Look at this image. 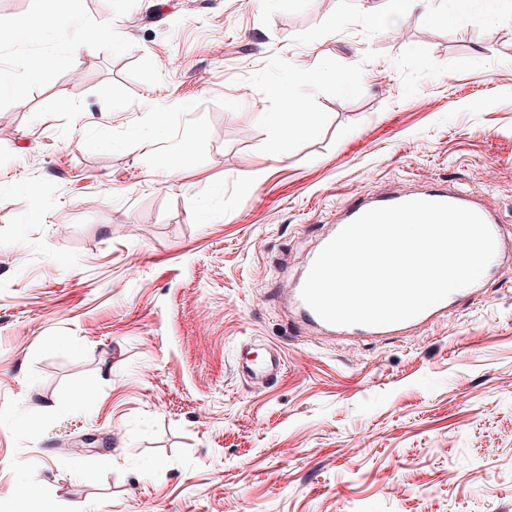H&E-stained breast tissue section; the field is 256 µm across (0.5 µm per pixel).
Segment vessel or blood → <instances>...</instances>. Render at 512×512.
I'll return each mask as SVG.
<instances>
[{
	"label": "vessel or blood",
	"instance_id": "obj_1",
	"mask_svg": "<svg viewBox=\"0 0 512 512\" xmlns=\"http://www.w3.org/2000/svg\"><path fill=\"white\" fill-rule=\"evenodd\" d=\"M419 199L426 201L447 202L481 212L482 207L476 201L469 198L468 194L457 187L437 185L425 191L419 192ZM405 195L398 193H386L372 198H360L347 205L336 221V229H343L346 225L358 218L368 210L405 202ZM287 300L294 312V322L303 328H320L339 336H388L404 331L415 326H422L446 316L453 312L467 310L482 300V294L476 288H462L446 297L441 302L429 307L415 317L391 325L367 326V325H330L322 320L301 298L300 288L294 287L288 290ZM239 364L243 371L252 376L270 377L281 367V357L276 349H269L266 356L260 357L247 349H240Z\"/></svg>",
	"mask_w": 512,
	"mask_h": 512
}]
</instances>
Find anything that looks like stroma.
<instances>
[{
	"mask_svg": "<svg viewBox=\"0 0 512 512\" xmlns=\"http://www.w3.org/2000/svg\"><path fill=\"white\" fill-rule=\"evenodd\" d=\"M64 2L49 69L0 94V505L512 512V247L479 305L397 336L298 331L280 299L362 195L450 181L512 233V20ZM40 6L0 0V69ZM292 66L320 121L284 137ZM239 365L248 375L270 377L281 368V357L275 348H269L267 355L259 357L245 348H241L239 353Z\"/></svg>",
	"mask_w": 512,
	"mask_h": 512,
	"instance_id": "1",
	"label": "stroma"
}]
</instances>
